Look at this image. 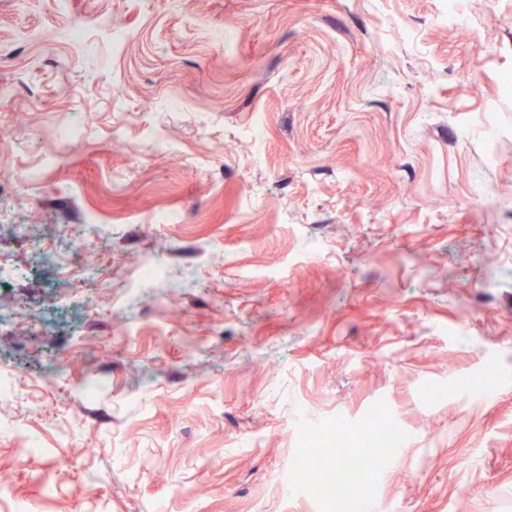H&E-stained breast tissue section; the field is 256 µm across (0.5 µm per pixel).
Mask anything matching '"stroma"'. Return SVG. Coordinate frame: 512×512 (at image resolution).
<instances>
[{"mask_svg":"<svg viewBox=\"0 0 512 512\" xmlns=\"http://www.w3.org/2000/svg\"><path fill=\"white\" fill-rule=\"evenodd\" d=\"M458 4L0 0V512H320L377 410L375 512H512V0ZM403 439V430L391 423H386L384 433L378 437H368L360 433L363 464L374 468H382L385 457L395 448H399ZM374 448H380L381 451L375 452Z\"/></svg>","mask_w":512,"mask_h":512,"instance_id":"stroma-1","label":"stroma"}]
</instances>
